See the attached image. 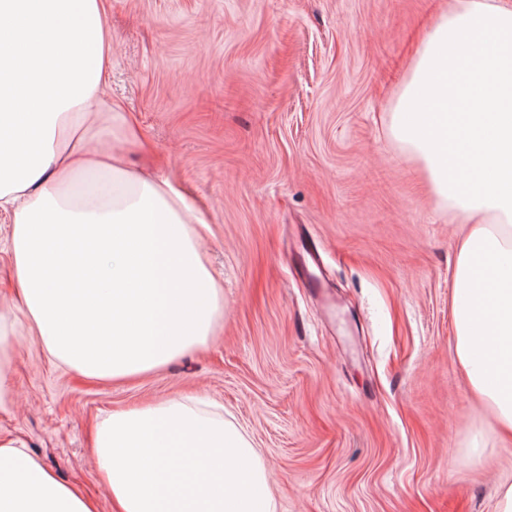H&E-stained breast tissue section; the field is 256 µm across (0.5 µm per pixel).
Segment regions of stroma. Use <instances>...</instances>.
I'll list each match as a JSON object with an SVG mask.
<instances>
[{
    "label": "stroma",
    "mask_w": 512,
    "mask_h": 512,
    "mask_svg": "<svg viewBox=\"0 0 512 512\" xmlns=\"http://www.w3.org/2000/svg\"><path fill=\"white\" fill-rule=\"evenodd\" d=\"M452 2L107 0V95L208 224L224 315L204 349L116 382L53 361L20 325L0 437L114 512L97 420L202 395L258 448L277 512H497L512 449L473 450L491 416L454 353L462 228L388 130Z\"/></svg>",
    "instance_id": "1"
}]
</instances>
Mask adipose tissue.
Here are the masks:
<instances>
[{"label": "adipose tissue", "mask_w": 512, "mask_h": 512, "mask_svg": "<svg viewBox=\"0 0 512 512\" xmlns=\"http://www.w3.org/2000/svg\"><path fill=\"white\" fill-rule=\"evenodd\" d=\"M107 0H0V213L18 302L47 352L97 380L205 346L224 293L207 228L166 175L126 161L134 121L105 100ZM439 205L468 230L454 269L455 356L512 434V7L454 0L425 34L389 116ZM0 305V411L17 336ZM93 456L117 512H276L266 466L211 402L106 414ZM0 512H97L17 439H0Z\"/></svg>", "instance_id": "ef3b65f1"}]
</instances>
